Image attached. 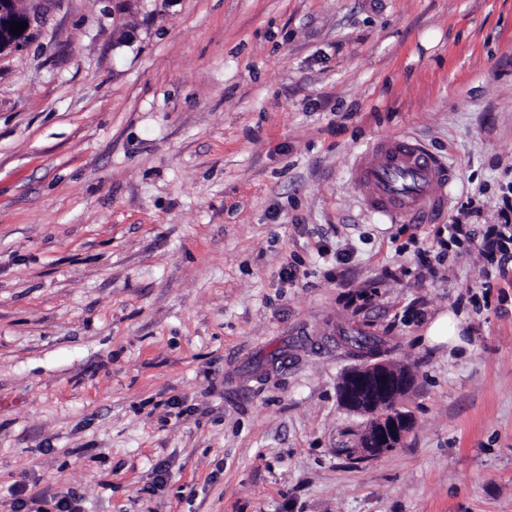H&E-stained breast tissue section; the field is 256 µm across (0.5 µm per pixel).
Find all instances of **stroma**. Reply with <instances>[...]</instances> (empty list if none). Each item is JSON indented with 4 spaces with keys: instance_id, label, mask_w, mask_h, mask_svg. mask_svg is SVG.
<instances>
[{
    "instance_id": "stroma-1",
    "label": "stroma",
    "mask_w": 512,
    "mask_h": 512,
    "mask_svg": "<svg viewBox=\"0 0 512 512\" xmlns=\"http://www.w3.org/2000/svg\"><path fill=\"white\" fill-rule=\"evenodd\" d=\"M19 5L0 512H512V268L350 181L410 134L458 171L448 219L512 221V0ZM447 312L467 348L424 343ZM350 324L414 378L372 460L337 399Z\"/></svg>"
}]
</instances>
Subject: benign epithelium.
<instances>
[{
	"instance_id": "7a95c632",
	"label": "benign epithelium",
	"mask_w": 512,
	"mask_h": 512,
	"mask_svg": "<svg viewBox=\"0 0 512 512\" xmlns=\"http://www.w3.org/2000/svg\"><path fill=\"white\" fill-rule=\"evenodd\" d=\"M18 0H0V52H20L27 31L10 32L11 23L30 22V17L18 9ZM413 379L382 356L364 357L350 367L338 386V399L348 411L370 416L364 433L360 456L376 459L401 446L408 433L410 417L402 410L401 401Z\"/></svg>"
}]
</instances>
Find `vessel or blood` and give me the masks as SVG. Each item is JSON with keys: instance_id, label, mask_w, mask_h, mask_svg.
I'll return each mask as SVG.
<instances>
[{"instance_id": "1", "label": "vessel or blood", "mask_w": 512, "mask_h": 512, "mask_svg": "<svg viewBox=\"0 0 512 512\" xmlns=\"http://www.w3.org/2000/svg\"><path fill=\"white\" fill-rule=\"evenodd\" d=\"M352 179L369 186L363 209L394 224H436L448 210L457 171L409 136L371 143L356 160Z\"/></svg>"}]
</instances>
